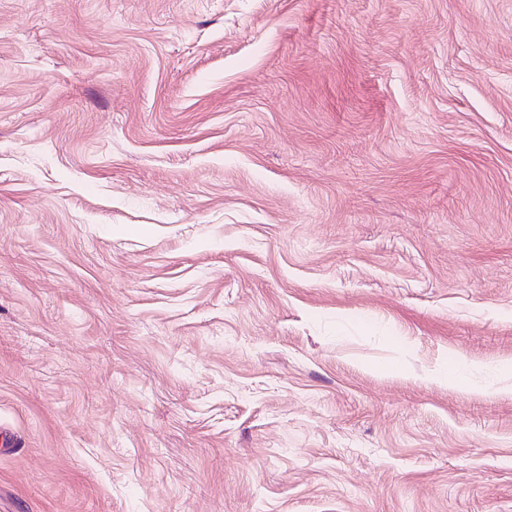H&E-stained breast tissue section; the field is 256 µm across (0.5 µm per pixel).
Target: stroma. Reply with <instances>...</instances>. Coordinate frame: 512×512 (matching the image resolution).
I'll return each instance as SVG.
<instances>
[{
	"label": "stroma",
	"mask_w": 512,
	"mask_h": 512,
	"mask_svg": "<svg viewBox=\"0 0 512 512\" xmlns=\"http://www.w3.org/2000/svg\"><path fill=\"white\" fill-rule=\"evenodd\" d=\"M0 512H512V0H0Z\"/></svg>",
	"instance_id": "obj_1"
}]
</instances>
